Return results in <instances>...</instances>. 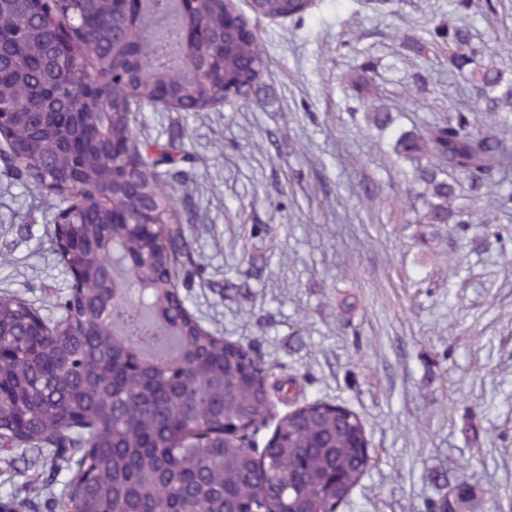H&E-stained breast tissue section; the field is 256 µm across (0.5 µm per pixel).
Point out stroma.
Masks as SVG:
<instances>
[{
    "label": "stroma",
    "mask_w": 512,
    "mask_h": 512,
    "mask_svg": "<svg viewBox=\"0 0 512 512\" xmlns=\"http://www.w3.org/2000/svg\"><path fill=\"white\" fill-rule=\"evenodd\" d=\"M474 42L512 77V0H471ZM449 0H318L255 21L267 66L243 101L205 112L142 105L136 139L182 129L194 174L195 256L213 288L187 305L218 336L251 341L300 396L349 406L372 462L338 512H512V214L470 195L475 224H428L408 163L371 137L346 80L370 66L376 103L424 128L461 83L433 42ZM46 204L0 174V289L50 316L71 278L50 255ZM26 236H18V225Z\"/></svg>",
    "instance_id": "1"
}]
</instances>
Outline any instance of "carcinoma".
Instances as JSON below:
<instances>
[{
  "instance_id": "obj_1",
  "label": "carcinoma",
  "mask_w": 512,
  "mask_h": 512,
  "mask_svg": "<svg viewBox=\"0 0 512 512\" xmlns=\"http://www.w3.org/2000/svg\"><path fill=\"white\" fill-rule=\"evenodd\" d=\"M170 0H0V163L31 183L51 218L52 252L72 278L56 297L63 328L13 293L0 294V448L69 472L42 496L65 512H334L369 466L359 416L321 398L277 418L291 376L277 375L250 343L206 331L182 289L195 286L194 249L165 178L187 181L184 135L146 139L137 157L112 155L132 135L133 105L150 97L204 112L254 85L266 60L242 36L225 0H187L189 40ZM301 0H257L255 16L301 18ZM456 47L449 63L469 84L464 102L424 131L395 128L371 100L369 68L348 81L369 126L429 194L428 224H470L452 206L468 189L501 185L512 171V79L468 26H437ZM116 77L110 89L68 75L73 57ZM138 182L133 197L112 171ZM82 183L72 192L74 179ZM123 269L139 288L124 297ZM273 425L269 438L259 429ZM48 448L51 455L41 457ZM7 512H39V498L0 497Z\"/></svg>"
}]
</instances>
